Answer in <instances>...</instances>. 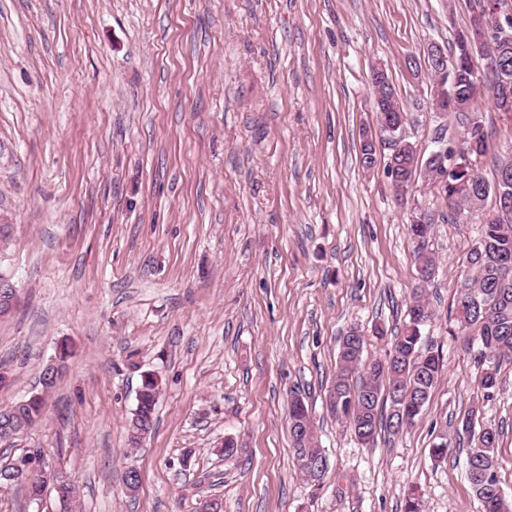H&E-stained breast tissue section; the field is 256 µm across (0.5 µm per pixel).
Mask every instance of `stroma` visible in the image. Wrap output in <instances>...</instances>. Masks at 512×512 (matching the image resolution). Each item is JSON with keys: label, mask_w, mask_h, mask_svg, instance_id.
<instances>
[{"label": "stroma", "mask_w": 512, "mask_h": 512, "mask_svg": "<svg viewBox=\"0 0 512 512\" xmlns=\"http://www.w3.org/2000/svg\"><path fill=\"white\" fill-rule=\"evenodd\" d=\"M479 0H0V276L18 304L0 317V408L67 371L0 458L40 448L79 487L78 512H480L456 418L479 403L500 433L512 498V363L476 401L475 349L448 334L479 226L456 223L435 185L407 204L391 146L371 171L360 138L377 123L383 65L421 157L460 149L467 120L437 111L432 46L450 48ZM486 179L512 159V112L491 90ZM435 211L426 249L434 316L423 345L444 371L415 426L362 447L325 408L339 339L383 357L418 283L409 206ZM161 395L141 447L126 426L144 372ZM304 398L328 467L297 470L288 404ZM447 436V458L429 456ZM244 447L227 462L224 437ZM141 474L124 491L128 467Z\"/></svg>", "instance_id": "35a3bbf8"}]
</instances>
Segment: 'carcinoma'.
Listing matches in <instances>:
<instances>
[{"label":"carcinoma","instance_id":"1","mask_svg":"<svg viewBox=\"0 0 512 512\" xmlns=\"http://www.w3.org/2000/svg\"><path fill=\"white\" fill-rule=\"evenodd\" d=\"M471 28L457 33L451 58L448 60V85L461 97L469 96L474 77L472 55L466 49ZM491 74L503 71L512 80V42L497 45L489 52ZM465 146L471 155L486 153V134L480 120L470 119ZM395 174L401 187H411L418 174L419 160L412 151L395 157ZM431 180L438 183V191L456 213L461 207L481 213L478 239L467 254L465 280L469 288L465 299L456 296L451 304L455 328L448 331L454 337L463 335L477 347L475 385L477 395L489 397L497 390L500 364L512 361V206L494 196V206L485 209L489 196L495 190L481 170L440 168L427 164ZM434 217L426 212L418 220L406 225L407 235L416 242L415 261L421 284L413 289L411 303L404 319L392 337L385 356L376 358L362 369L367 341L358 332L348 334V342L339 346L334 381L329 394L336 395V420L341 422L354 438L368 446L380 432L397 435L417 421L430 400V394L443 370L439 352L422 350V330L431 321L432 309L425 301L424 284L431 280L436 260L425 249L433 234ZM148 384L141 385L136 407L128 431L141 427L151 431L156 420L158 390L152 374ZM289 424L294 447V459L300 473L311 483L320 481L327 469V459L319 446L317 433L305 434L303 429L313 424L309 407L299 397L289 404ZM457 430L467 434L469 448L466 467L469 480L480 502L481 512H512V502L495 494L492 486L478 475L491 466L494 483H499L498 448L500 435L491 428L479 426V409L475 406L458 416ZM316 456L321 468L310 471L307 458Z\"/></svg>","mask_w":512,"mask_h":512}]
</instances>
